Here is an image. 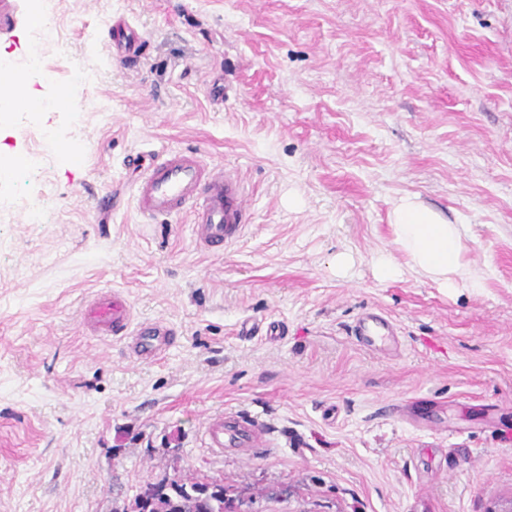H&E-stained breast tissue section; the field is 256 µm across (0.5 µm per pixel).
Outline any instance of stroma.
<instances>
[{
	"label": "stroma",
	"mask_w": 512,
	"mask_h": 512,
	"mask_svg": "<svg viewBox=\"0 0 512 512\" xmlns=\"http://www.w3.org/2000/svg\"><path fill=\"white\" fill-rule=\"evenodd\" d=\"M11 4L17 59L32 2ZM119 18L148 40L129 67ZM44 24L54 81L21 94L55 105L0 115V156L42 159L10 180L43 211L0 208V512H114L176 469L248 512L511 500L512 0H56ZM174 149L241 179L221 253L191 214L137 212L133 158ZM404 195L464 225L480 292L375 276ZM113 290L172 328L159 360L84 330ZM370 310L399 352L357 342ZM219 412L257 444L204 448Z\"/></svg>",
	"instance_id": "35a3bbf8"
}]
</instances>
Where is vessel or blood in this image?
I'll use <instances>...</instances> for the list:
<instances>
[{"label":"vessel or blood","instance_id":"b4317fda","mask_svg":"<svg viewBox=\"0 0 512 512\" xmlns=\"http://www.w3.org/2000/svg\"><path fill=\"white\" fill-rule=\"evenodd\" d=\"M147 40L126 23L112 26V52L126 63L137 62ZM137 210L154 218L186 212L195 215V239L205 251H220L235 242L245 226L242 184L230 169H214L191 151H170L141 167L136 184ZM85 327L92 335L119 338L129 352L143 361L155 360L164 352L172 333L161 322L138 323L126 299L114 292H103L88 304ZM394 322L382 314L367 313L358 319L354 334L363 346L379 350L390 341ZM204 443L212 453L227 448H250L256 443L252 425L230 421L223 414L210 417Z\"/></svg>","mask_w":512,"mask_h":512}]
</instances>
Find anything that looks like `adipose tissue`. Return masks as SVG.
Wrapping results in <instances>:
<instances>
[{
    "instance_id": "1",
    "label": "adipose tissue",
    "mask_w": 512,
    "mask_h": 512,
    "mask_svg": "<svg viewBox=\"0 0 512 512\" xmlns=\"http://www.w3.org/2000/svg\"><path fill=\"white\" fill-rule=\"evenodd\" d=\"M393 250L375 258L381 278L393 279L412 270L442 288L480 289L482 276L463 260V231L415 197L399 198L392 206Z\"/></svg>"
}]
</instances>
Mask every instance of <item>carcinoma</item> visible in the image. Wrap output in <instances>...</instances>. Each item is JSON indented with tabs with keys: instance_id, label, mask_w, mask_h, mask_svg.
<instances>
[{
	"instance_id": "obj_1",
	"label": "carcinoma",
	"mask_w": 512,
	"mask_h": 512,
	"mask_svg": "<svg viewBox=\"0 0 512 512\" xmlns=\"http://www.w3.org/2000/svg\"><path fill=\"white\" fill-rule=\"evenodd\" d=\"M228 503L223 484L207 485L175 473L142 484L134 497L133 512H226Z\"/></svg>"
}]
</instances>
